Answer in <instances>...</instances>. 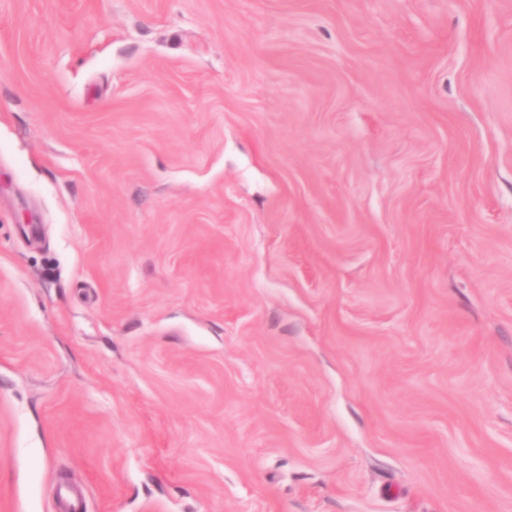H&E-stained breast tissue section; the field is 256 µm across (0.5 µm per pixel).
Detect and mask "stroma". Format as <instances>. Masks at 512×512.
<instances>
[{
    "label": "stroma",
    "mask_w": 512,
    "mask_h": 512,
    "mask_svg": "<svg viewBox=\"0 0 512 512\" xmlns=\"http://www.w3.org/2000/svg\"><path fill=\"white\" fill-rule=\"evenodd\" d=\"M512 512V0H0V512Z\"/></svg>",
    "instance_id": "35a3bbf8"
}]
</instances>
